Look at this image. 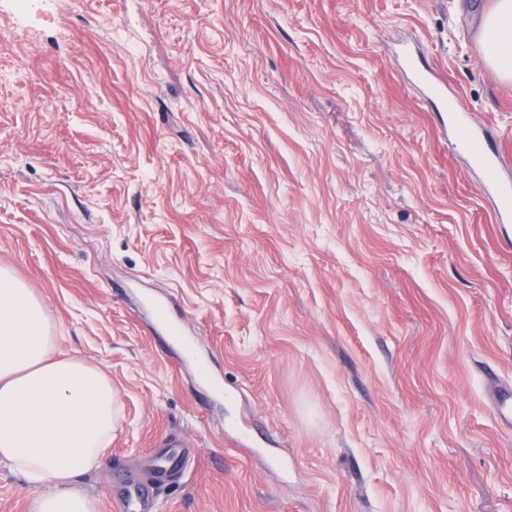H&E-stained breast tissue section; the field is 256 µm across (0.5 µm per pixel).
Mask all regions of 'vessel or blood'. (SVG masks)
<instances>
[{
	"label": "vessel or blood",
	"instance_id": "vessel-or-blood-1",
	"mask_svg": "<svg viewBox=\"0 0 512 512\" xmlns=\"http://www.w3.org/2000/svg\"><path fill=\"white\" fill-rule=\"evenodd\" d=\"M404 62L413 69L415 78L427 92V100L448 109V122L457 130V137L452 142V150L464 154L471 165L485 175L483 191L494 202V219L497 223L512 222V183L503 180L498 174V159L488 137L468 123L457 105L449 104L445 94V84L430 71L417 68L412 53H405ZM154 457L158 462L156 474L159 481H167L179 472L182 457L170 448L156 449Z\"/></svg>",
	"mask_w": 512,
	"mask_h": 512
}]
</instances>
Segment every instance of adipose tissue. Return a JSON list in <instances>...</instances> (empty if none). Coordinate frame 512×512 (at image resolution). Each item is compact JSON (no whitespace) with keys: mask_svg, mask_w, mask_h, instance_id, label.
Segmentation results:
<instances>
[{"mask_svg":"<svg viewBox=\"0 0 512 512\" xmlns=\"http://www.w3.org/2000/svg\"><path fill=\"white\" fill-rule=\"evenodd\" d=\"M483 58L512 82V0L486 17ZM43 301L0 267V464L38 486L31 512H98L79 484L116 427L117 394L98 367L54 354Z\"/></svg>","mask_w":512,"mask_h":512,"instance_id":"adipose-tissue-1","label":"adipose tissue"}]
</instances>
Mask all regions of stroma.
Listing matches in <instances>:
<instances>
[{
	"label": "stroma",
	"instance_id": "1",
	"mask_svg": "<svg viewBox=\"0 0 512 512\" xmlns=\"http://www.w3.org/2000/svg\"><path fill=\"white\" fill-rule=\"evenodd\" d=\"M494 2L0 0V267L119 396L98 512H512V223L402 58L512 181ZM155 459L159 462L156 474L160 482L167 481L173 474L179 472L183 455L171 451L170 448H155Z\"/></svg>",
	"mask_w": 512,
	"mask_h": 512
}]
</instances>
